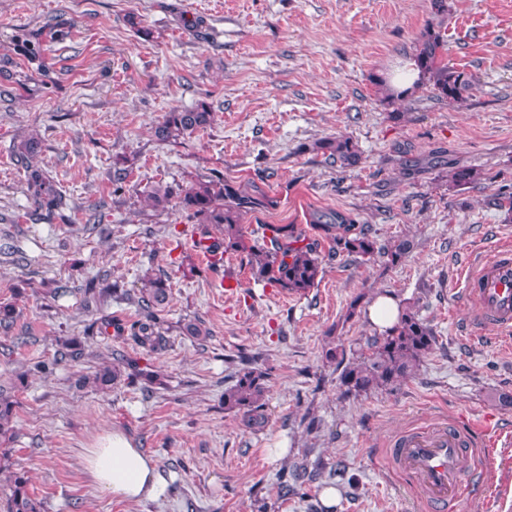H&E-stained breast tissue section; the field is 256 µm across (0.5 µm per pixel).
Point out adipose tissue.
<instances>
[{"instance_id":"1","label":"adipose tissue","mask_w":512,"mask_h":512,"mask_svg":"<svg viewBox=\"0 0 512 512\" xmlns=\"http://www.w3.org/2000/svg\"><path fill=\"white\" fill-rule=\"evenodd\" d=\"M86 469L104 492L124 501L157 495L159 475L155 461L119 430L100 436L85 458Z\"/></svg>"}]
</instances>
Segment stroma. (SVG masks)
Instances as JSON below:
<instances>
[{"label":"stroma","instance_id":"35a3bbf8","mask_svg":"<svg viewBox=\"0 0 512 512\" xmlns=\"http://www.w3.org/2000/svg\"><path fill=\"white\" fill-rule=\"evenodd\" d=\"M434 18L432 0H0V303L19 313L0 331V390L16 402L0 445V512L18 476L42 512H429L386 452L437 421L498 441L491 467L464 459L457 512L512 503V347L471 326L477 305L461 292L475 257L512 242L495 205L512 183V0H448L445 60L473 81L465 102L423 88L388 104L380 77ZM202 103L206 128L157 139L165 112ZM339 134L362 152L344 171L313 148ZM33 136L37 164L65 196L51 215L36 210L14 154ZM454 162L481 182L449 188ZM216 178L272 199L244 215L245 230L292 224L317 242V286L255 280L232 254L210 263L194 246L208 225L178 202L148 204L156 184ZM337 211L378 243L411 241L410 252L391 266L334 250L312 216ZM89 221L102 233L85 231ZM148 271L170 292L157 352L97 330L102 314L139 319L136 304L82 305L90 279L133 292ZM381 295L413 308L435 343L400 384L350 395L341 366L378 336L367 310ZM194 320L208 339L185 335ZM70 341L83 358L58 360ZM334 347L342 362L327 358ZM116 352L154 372L153 384L96 387ZM245 359L269 375L260 430L224 408ZM116 428L156 460L159 496L127 502L93 483L86 450ZM293 464L306 467L297 493L278 484Z\"/></svg>","mask_w":512,"mask_h":512}]
</instances>
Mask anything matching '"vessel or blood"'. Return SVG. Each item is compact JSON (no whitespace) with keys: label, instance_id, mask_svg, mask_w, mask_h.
Masks as SVG:
<instances>
[{"label":"vessel or blood","instance_id":"1","mask_svg":"<svg viewBox=\"0 0 512 512\" xmlns=\"http://www.w3.org/2000/svg\"><path fill=\"white\" fill-rule=\"evenodd\" d=\"M463 290L479 311L478 324L499 334H512V244L497 247L493 256L478 258L463 276ZM480 438L459 424L405 433L391 450V459L433 512H455L464 494L461 463Z\"/></svg>","mask_w":512,"mask_h":512}]
</instances>
